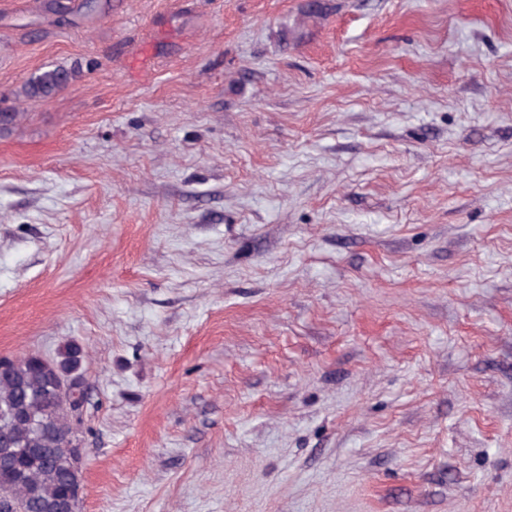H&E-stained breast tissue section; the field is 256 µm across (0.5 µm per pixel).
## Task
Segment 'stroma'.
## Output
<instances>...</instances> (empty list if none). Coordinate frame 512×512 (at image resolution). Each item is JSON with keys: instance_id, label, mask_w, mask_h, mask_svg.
<instances>
[{"instance_id": "stroma-1", "label": "stroma", "mask_w": 512, "mask_h": 512, "mask_svg": "<svg viewBox=\"0 0 512 512\" xmlns=\"http://www.w3.org/2000/svg\"><path fill=\"white\" fill-rule=\"evenodd\" d=\"M4 109L79 512H512V0H0ZM72 78V73L63 68H53L40 72L24 86V94L31 99H45L65 87Z\"/></svg>"}]
</instances>
